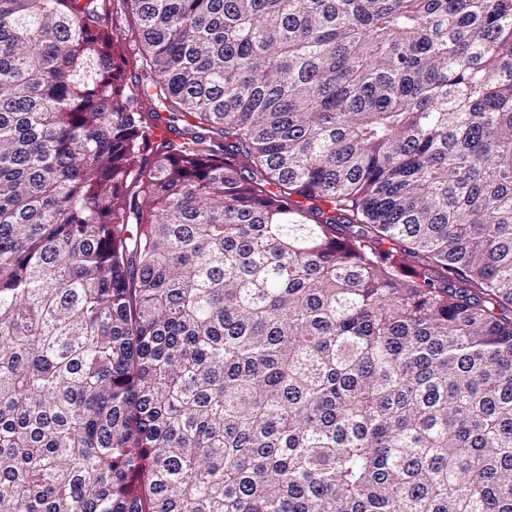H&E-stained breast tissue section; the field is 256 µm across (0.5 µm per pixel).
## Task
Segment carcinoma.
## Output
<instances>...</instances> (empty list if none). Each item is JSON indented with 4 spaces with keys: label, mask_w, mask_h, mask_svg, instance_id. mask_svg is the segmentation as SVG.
<instances>
[{
    "label": "carcinoma",
    "mask_w": 512,
    "mask_h": 512,
    "mask_svg": "<svg viewBox=\"0 0 512 512\" xmlns=\"http://www.w3.org/2000/svg\"><path fill=\"white\" fill-rule=\"evenodd\" d=\"M120 2L0 0V512H512V0Z\"/></svg>",
    "instance_id": "obj_1"
}]
</instances>
